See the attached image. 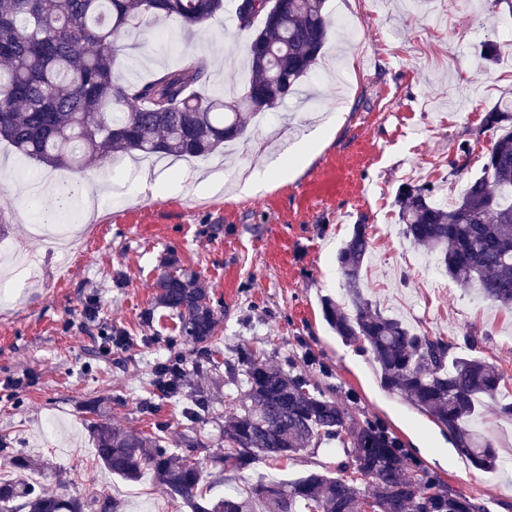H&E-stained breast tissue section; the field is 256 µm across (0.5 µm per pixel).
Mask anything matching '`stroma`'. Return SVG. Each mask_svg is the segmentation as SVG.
I'll return each instance as SVG.
<instances>
[{
	"mask_svg": "<svg viewBox=\"0 0 512 512\" xmlns=\"http://www.w3.org/2000/svg\"><path fill=\"white\" fill-rule=\"evenodd\" d=\"M333 23L324 54L297 93L275 110L272 124L251 121L232 155L195 161L188 172L152 171L167 192L145 195L129 161L99 160L90 169L57 172L0 143L1 239L21 246L30 268L0 314V382L28 375V386L0 398V438L45 462L41 486L85 495L96 491L118 512H187L151 477L136 483L113 476L98 460L89 405L135 430L154 428L143 402L161 407L169 438L185 429L184 400L152 388L153 369L170 354L175 322L141 321L153 284L169 256L192 267L210 286L220 317L215 333L219 368L196 370L190 345L179 348L189 388L208 394L210 414L196 429L202 466L224 443V422L238 409L240 378L230 364L241 347L264 351L279 364L304 361L313 382L356 413L377 417L406 449L488 512H512V420L483 408L476 429L493 436L500 463L483 472L463 462L446 430L385 391L369 353L345 344L327 325L321 300L344 296L336 256L353 224L370 226L363 271L366 295L388 315L435 336L485 333L483 355L512 380V310L464 292L438 268L437 257L403 238L394 207L401 184L429 182L447 201V163L459 142L490 148L481 118L512 99V6L507 0H327ZM481 19L495 33L498 60L483 64ZM361 28L352 38L341 21ZM232 10L204 31L157 22L119 59L123 74L150 79L173 68L181 52H202L208 90L240 93L248 76ZM330 136L304 169L247 193L238 172H266L297 140L318 127ZM63 179L90 186L91 218L100 222L81 256L60 273L51 242L29 224L52 199L28 201L27 179ZM130 340L105 353L103 328ZM53 432H46L48 421ZM327 448L288 462L256 461L234 473L233 485L286 481L331 465Z\"/></svg>",
	"mask_w": 512,
	"mask_h": 512,
	"instance_id": "35a3bbf8",
	"label": "stroma"
}]
</instances>
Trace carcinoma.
<instances>
[{
  "label": "carcinoma",
  "mask_w": 512,
  "mask_h": 512,
  "mask_svg": "<svg viewBox=\"0 0 512 512\" xmlns=\"http://www.w3.org/2000/svg\"><path fill=\"white\" fill-rule=\"evenodd\" d=\"M277 19L253 12L239 29L246 43L249 78L241 95L198 88L209 82L201 54L153 79L129 81L115 71L124 41L158 20L192 28L224 13V0H0V141L54 169L85 168L116 153L175 159L207 158L240 139L247 121L275 109L318 63L330 35L326 0H269ZM483 129L493 144L481 174L466 179L459 198L446 207L430 184L404 183L394 206L402 234L437 255L448 277L504 309H512V100L485 113ZM468 144L457 145L448 176L462 178ZM369 225H353L338 252L345 282L341 301H321L324 320L345 343L372 354L383 388L405 397L448 430L458 455L479 470H493L497 454L490 437L472 428L483 402L512 419V396L504 374L480 356L483 338L466 330L448 341L412 330L385 315L362 288L370 253ZM154 306L176 320L171 345L191 344L198 364L213 360L217 326L211 291L201 275L178 263L165 266L155 284ZM241 366V412L224 422V448L212 456L213 477L242 471L255 460H295L323 443L336 466L286 483L258 480L246 493L232 487L205 500L203 468L195 458L201 441L171 442L165 424L151 434L125 430L99 408L91 425L97 457L128 482L152 474L190 512H480L463 491L450 490L423 461L409 454L383 422L361 417L353 407L311 383L298 370L245 349ZM186 376L158 378L169 396H179ZM209 409L202 394L191 399L193 422ZM12 470L0 478V512H109L98 494H49L36 489L28 471L36 462L0 439V463ZM367 484L368 492L360 485Z\"/></svg>",
  "instance_id": "cac0c4a2"
}]
</instances>
